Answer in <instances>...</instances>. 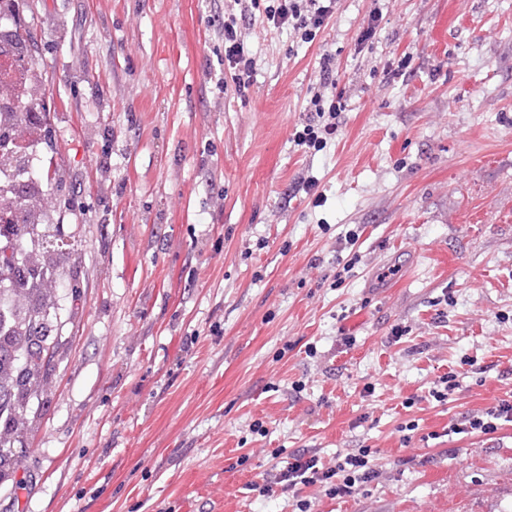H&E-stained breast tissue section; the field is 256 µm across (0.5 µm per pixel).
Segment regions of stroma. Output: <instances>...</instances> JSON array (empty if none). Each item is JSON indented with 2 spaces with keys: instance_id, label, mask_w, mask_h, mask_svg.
Wrapping results in <instances>:
<instances>
[{
  "instance_id": "1",
  "label": "stroma",
  "mask_w": 512,
  "mask_h": 512,
  "mask_svg": "<svg viewBox=\"0 0 512 512\" xmlns=\"http://www.w3.org/2000/svg\"><path fill=\"white\" fill-rule=\"evenodd\" d=\"M30 3L77 246L0 512H298L258 486L360 448L379 478L312 512H512V424L446 433L512 394V0H338L309 43L248 20L242 89L227 0ZM334 59L331 55H323L320 59V69L318 72V88L313 87L314 92L310 99V103L315 107L310 112L309 122L304 126L302 132H298L296 140L298 146H306L309 149L323 148L324 144L327 143L326 136H331L336 133V123L332 120L336 119V113L344 109V104L341 102L339 97L331 100L329 104L326 116V110L323 107L324 92L321 89L334 88L336 89V68L334 67ZM319 134L324 135L319 136Z\"/></svg>"
}]
</instances>
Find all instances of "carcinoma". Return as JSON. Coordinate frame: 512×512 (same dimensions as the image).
Masks as SVG:
<instances>
[{
    "instance_id": "obj_1",
    "label": "carcinoma",
    "mask_w": 512,
    "mask_h": 512,
    "mask_svg": "<svg viewBox=\"0 0 512 512\" xmlns=\"http://www.w3.org/2000/svg\"><path fill=\"white\" fill-rule=\"evenodd\" d=\"M21 0H0V40L20 49L36 46L34 25L20 19ZM27 91L16 110L15 81L0 71V238L11 242L16 258L0 270V470H17L21 460L12 453L15 435L26 424V395L51 365L55 345L50 342L49 315L54 293L62 287L74 244L60 232V216L49 209L42 223H31L23 203L35 188H48L49 174L30 168L28 154L16 147L17 122L26 123L32 145L46 139L45 88L42 74L27 67ZM44 258L42 266H29L27 255Z\"/></svg>"
}]
</instances>
